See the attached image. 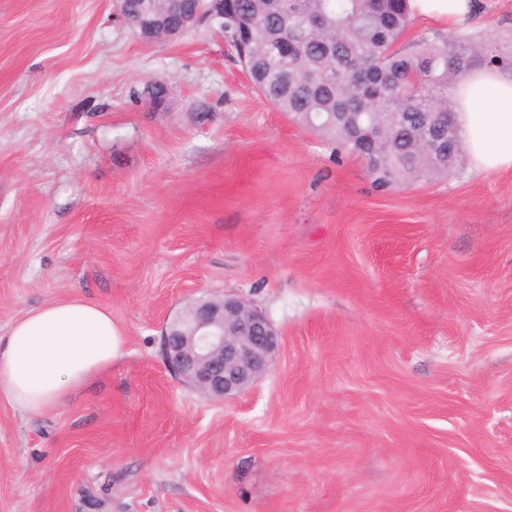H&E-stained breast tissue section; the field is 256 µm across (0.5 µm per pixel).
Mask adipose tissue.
Here are the masks:
<instances>
[{"label": "adipose tissue", "mask_w": 512, "mask_h": 512, "mask_svg": "<svg viewBox=\"0 0 512 512\" xmlns=\"http://www.w3.org/2000/svg\"><path fill=\"white\" fill-rule=\"evenodd\" d=\"M412 15L446 27L468 23L472 0H409ZM456 122L472 167L512 169V71L474 67L455 89ZM125 337L104 307L69 299L28 310L0 336V399L32 415L51 412L122 355Z\"/></svg>", "instance_id": "adipose-tissue-1"}]
</instances>
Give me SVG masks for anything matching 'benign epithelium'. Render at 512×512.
Here are the masks:
<instances>
[{
	"label": "benign epithelium",
	"instance_id": "7a95c632",
	"mask_svg": "<svg viewBox=\"0 0 512 512\" xmlns=\"http://www.w3.org/2000/svg\"><path fill=\"white\" fill-rule=\"evenodd\" d=\"M212 0H191L184 5L178 25L169 35L179 36L198 23L224 28V14L211 7ZM119 17L139 30L147 41L154 30L144 23L158 15L156 0H142L138 15ZM277 59L283 67L298 63L293 46L278 44ZM162 353L167 368L182 382L207 397L223 401L255 386L269 370L279 348V335L267 317L247 300L234 295L204 296L172 319L162 333Z\"/></svg>",
	"mask_w": 512,
	"mask_h": 512
}]
</instances>
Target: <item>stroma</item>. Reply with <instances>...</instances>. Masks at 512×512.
<instances>
[{"label": "stroma", "instance_id": "35a3bbf8", "mask_svg": "<svg viewBox=\"0 0 512 512\" xmlns=\"http://www.w3.org/2000/svg\"><path fill=\"white\" fill-rule=\"evenodd\" d=\"M474 2L512 48V0ZM207 293L280 333L223 402L161 350ZM68 298L124 352L49 414L0 401V512H512L511 170L379 187L207 26L0 0V336ZM141 10L138 13L137 16H132V18H126V13L121 7V5L118 8L119 17L124 20V22L129 25L130 27H133L134 29L140 30V35L143 39L147 41H153L155 39L154 37V30L151 26L145 25L144 20L148 16H157L158 11L156 9V3L158 1L155 0H141Z\"/></svg>", "mask_w": 512, "mask_h": 512}]
</instances>
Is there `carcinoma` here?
Returning <instances> with one entry per match:
<instances>
[{"label":"carcinoma","instance_id":"1","mask_svg":"<svg viewBox=\"0 0 512 512\" xmlns=\"http://www.w3.org/2000/svg\"><path fill=\"white\" fill-rule=\"evenodd\" d=\"M408 0H224V28L246 29L250 56L265 61L253 77L261 95L300 124L334 140L367 165L381 186L448 174L458 133L424 132L438 112L456 125L448 84L477 65L512 68V57L485 41L421 36L404 49ZM281 40L300 51L282 70L271 61Z\"/></svg>","mask_w":512,"mask_h":512}]
</instances>
